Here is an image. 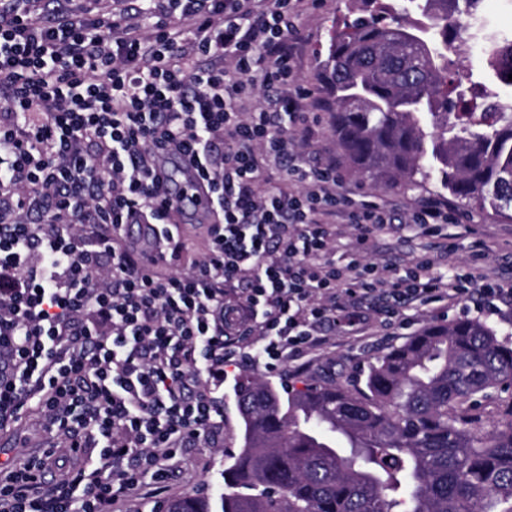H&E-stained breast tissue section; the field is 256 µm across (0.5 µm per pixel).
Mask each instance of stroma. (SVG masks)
Returning a JSON list of instances; mask_svg holds the SVG:
<instances>
[{"label":"stroma","mask_w":512,"mask_h":512,"mask_svg":"<svg viewBox=\"0 0 512 512\" xmlns=\"http://www.w3.org/2000/svg\"><path fill=\"white\" fill-rule=\"evenodd\" d=\"M358 0H322L313 10L300 16L306 43L298 65V76L315 100L313 111L319 118L321 137L312 148L324 155H337L335 138L329 127V114L317 68L316 54L324 47L334 29L344 20L359 14ZM347 189H359L372 195L374 201L394 204L398 214H406L420 201L428 198H448L449 193L437 182H429L413 191L388 189L364 180L353 169H346ZM458 262H468L475 249H482L481 266L489 279L512 282V222L492 215L469 214L467 225L450 227ZM434 240L412 226L386 229L374 233L368 242L369 261L384 263L393 269L417 255L432 252ZM404 327L386 326L373 322L368 335L333 336L329 345L313 349L295 361H287L277 370L267 371L262 366L229 368L224 380V437L221 447L201 445L186 449L184 462L165 485H144L128 504V512H158L160 505L175 496L206 494L219 497L224 492V457L242 446L241 419L237 407L236 389L244 381L257 378L279 387L299 385L312 381H338L348 385L362 383L369 363L401 344L425 323L437 321L438 316L428 310H412ZM49 434L32 421L18 424L16 430L0 431V467L11 465L16 459L42 453Z\"/></svg>","instance_id":"1"}]
</instances>
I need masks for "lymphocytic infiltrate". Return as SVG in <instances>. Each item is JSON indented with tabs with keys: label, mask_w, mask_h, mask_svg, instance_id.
I'll return each mask as SVG.
<instances>
[{
	"label": "lymphocytic infiltrate",
	"mask_w": 512,
	"mask_h": 512,
	"mask_svg": "<svg viewBox=\"0 0 512 512\" xmlns=\"http://www.w3.org/2000/svg\"><path fill=\"white\" fill-rule=\"evenodd\" d=\"M67 2L0 6V429L37 409L79 465L47 483V446L0 477V512H112L167 481L223 427L225 367L276 370L375 311L512 310L478 265L444 273L448 245L397 276L332 259L337 225L362 246L394 208L290 147L317 133L297 20L321 0H160L148 27L133 2L108 21ZM170 151L222 214L188 273L180 237L146 266L123 231L176 223L156 173Z\"/></svg>",
	"instance_id": "obj_1"
}]
</instances>
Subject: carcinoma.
Masks as SVG:
<instances>
[{
	"mask_svg": "<svg viewBox=\"0 0 512 512\" xmlns=\"http://www.w3.org/2000/svg\"><path fill=\"white\" fill-rule=\"evenodd\" d=\"M330 38L319 76L336 146L375 185L437 179L471 211L512 221V101L448 78V19L465 16L489 75L512 87V36L490 34L481 0H381ZM512 346L469 318L431 322L380 356L364 387L288 395L239 386L243 448L224 467L221 512H512ZM161 512H213L205 495Z\"/></svg>",
	"mask_w": 512,
	"mask_h": 512,
	"instance_id": "carcinoma-1",
	"label": "carcinoma"
}]
</instances>
